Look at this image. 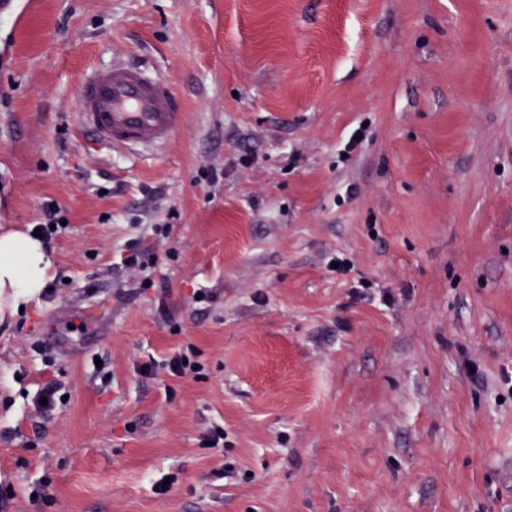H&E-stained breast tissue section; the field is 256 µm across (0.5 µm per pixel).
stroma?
<instances>
[{
    "label": "stroma",
    "instance_id": "1",
    "mask_svg": "<svg viewBox=\"0 0 512 512\" xmlns=\"http://www.w3.org/2000/svg\"><path fill=\"white\" fill-rule=\"evenodd\" d=\"M120 57L182 97L167 148L81 129ZM50 198L51 278L0 321V512H512V0H19L0 229ZM133 239L175 253L146 290ZM66 224L67 221L60 215V208L56 202H47L42 206L41 222L37 225L42 237L52 240L66 228ZM52 225H55V229H51ZM195 351L191 348L190 353L180 352L169 360L162 362V367L169 369V372L174 376L182 377L188 373H192L195 376L200 374V365L194 360ZM183 360H187V364L183 363Z\"/></svg>",
    "mask_w": 512,
    "mask_h": 512
}]
</instances>
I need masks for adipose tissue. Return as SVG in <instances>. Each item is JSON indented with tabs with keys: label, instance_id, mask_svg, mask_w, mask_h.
<instances>
[{
	"label": "adipose tissue",
	"instance_id": "adipose-tissue-1",
	"mask_svg": "<svg viewBox=\"0 0 512 512\" xmlns=\"http://www.w3.org/2000/svg\"><path fill=\"white\" fill-rule=\"evenodd\" d=\"M53 253L41 238L18 231L0 233V313L17 312L44 288Z\"/></svg>",
	"mask_w": 512,
	"mask_h": 512
}]
</instances>
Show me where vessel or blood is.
Masks as SVG:
<instances>
[{"instance_id":"vessel-or-blood-1","label":"vessel or blood","mask_w":512,"mask_h":512,"mask_svg":"<svg viewBox=\"0 0 512 512\" xmlns=\"http://www.w3.org/2000/svg\"><path fill=\"white\" fill-rule=\"evenodd\" d=\"M76 111L97 141L129 153L169 145L186 118L184 102L167 79L122 62L84 77Z\"/></svg>"}]
</instances>
